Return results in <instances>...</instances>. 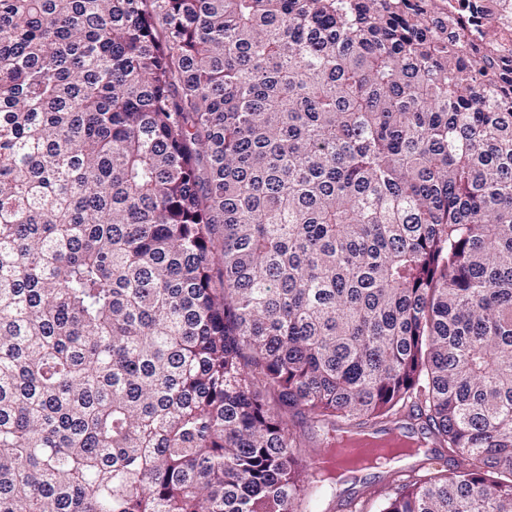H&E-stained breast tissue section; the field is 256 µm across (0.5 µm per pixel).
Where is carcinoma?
<instances>
[{
  "label": "carcinoma",
  "mask_w": 512,
  "mask_h": 512,
  "mask_svg": "<svg viewBox=\"0 0 512 512\" xmlns=\"http://www.w3.org/2000/svg\"><path fill=\"white\" fill-rule=\"evenodd\" d=\"M440 0H0V512H512V71ZM463 468L438 465L439 449Z\"/></svg>",
  "instance_id": "obj_1"
}]
</instances>
